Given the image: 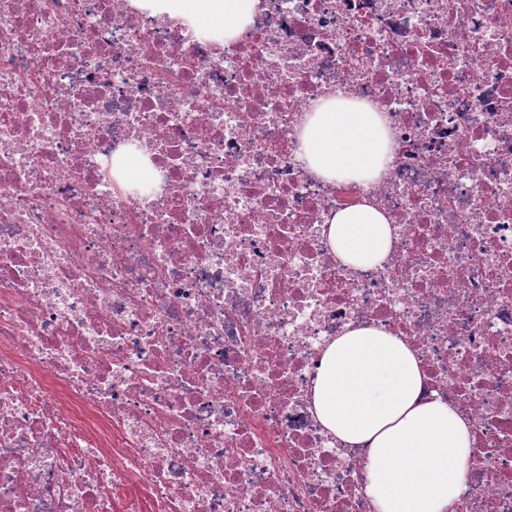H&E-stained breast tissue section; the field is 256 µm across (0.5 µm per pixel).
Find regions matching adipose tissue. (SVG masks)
Returning a JSON list of instances; mask_svg holds the SVG:
<instances>
[{
    "label": "adipose tissue",
    "mask_w": 512,
    "mask_h": 512,
    "mask_svg": "<svg viewBox=\"0 0 512 512\" xmlns=\"http://www.w3.org/2000/svg\"><path fill=\"white\" fill-rule=\"evenodd\" d=\"M257 0H132L198 33L231 39L250 22ZM301 139L310 169L326 180L378 178L390 138L378 112L346 99L320 101L305 116ZM332 249L350 268L383 262L389 220L362 203L330 220ZM318 419L348 448H363L366 493L377 512H449L473 447L467 421L423 396L420 362L399 337L356 326L329 342L312 389Z\"/></svg>",
    "instance_id": "ef3b65f1"
}]
</instances>
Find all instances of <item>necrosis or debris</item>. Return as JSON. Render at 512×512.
Wrapping results in <instances>:
<instances>
[{"label":"necrosis or debris","instance_id":"necrosis-or-debris-1","mask_svg":"<svg viewBox=\"0 0 512 512\" xmlns=\"http://www.w3.org/2000/svg\"><path fill=\"white\" fill-rule=\"evenodd\" d=\"M339 94L376 179L303 157ZM363 202L393 245L353 270L326 227ZM361 324L471 426L450 512H512V0H259L227 41L0 0V512H376L312 402ZM301 139L310 169L326 180L378 178L390 138L378 112L350 100H321L304 117ZM112 173L123 184L146 183L152 177L150 167L138 157L115 160Z\"/></svg>","mask_w":512,"mask_h":512}]
</instances>
